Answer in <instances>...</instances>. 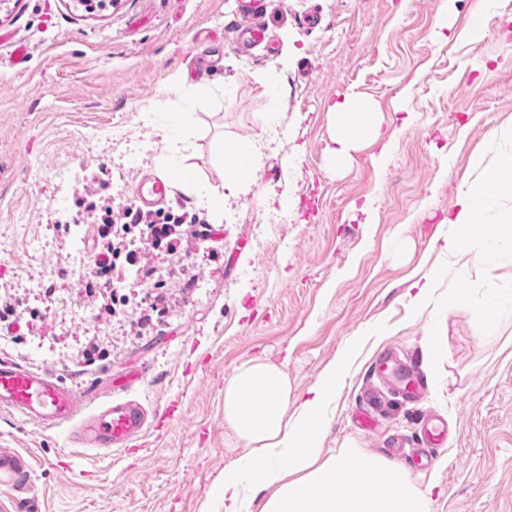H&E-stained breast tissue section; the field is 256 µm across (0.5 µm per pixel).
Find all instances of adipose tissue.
<instances>
[{
  "label": "adipose tissue",
  "mask_w": 512,
  "mask_h": 512,
  "mask_svg": "<svg viewBox=\"0 0 512 512\" xmlns=\"http://www.w3.org/2000/svg\"><path fill=\"white\" fill-rule=\"evenodd\" d=\"M357 105L345 98L331 108L334 146L328 164L349 165L362 139L389 148L392 136L375 120L352 129ZM213 153L231 162L224 181L201 187L202 199L223 204L226 194L240 191L260 165L255 143L214 140ZM478 175L467 181L448 213L451 231L438 246L459 276L472 263L512 249V224L495 237L475 242L471 225L481 223L493 195L512 196V148L493 159L477 155ZM345 363L331 366L305 395L292 397L281 367L257 359L240 367L224 386V421L250 451L224 472V512H431L430 491L418 488L405 467L386 457L347 451L324 456L320 437L326 427L325 407L335 397ZM299 415L288 418L289 401Z\"/></svg>",
  "instance_id": "ef3b65f1"
}]
</instances>
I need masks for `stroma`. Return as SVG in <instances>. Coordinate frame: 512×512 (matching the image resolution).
<instances>
[{"instance_id": "stroma-1", "label": "stroma", "mask_w": 512, "mask_h": 512, "mask_svg": "<svg viewBox=\"0 0 512 512\" xmlns=\"http://www.w3.org/2000/svg\"><path fill=\"white\" fill-rule=\"evenodd\" d=\"M240 2L0 0V299L41 314L21 341L0 337V359L81 394L125 381L147 409L178 404L122 453L76 450L66 430L0 413V441L28 462L39 501L18 512H224V471L246 452L224 422L225 383L266 359L300 393L345 357L325 452L405 462L416 485L433 486L432 512H512V306L479 329L447 302L414 312L402 302L443 263L433 242L474 157L512 126V0L495 13L483 0H263L269 52L240 48ZM477 23L475 44L466 33ZM198 67L209 77L196 80ZM198 88L184 110L181 95ZM348 96L395 136L388 154L362 145L339 173L326 164L330 108ZM161 119L187 129L194 182L169 161ZM218 137L255 142L262 155L219 214L197 192L224 178ZM149 174L171 179L168 210L197 213L215 237L156 260L169 311L141 326L153 288L137 267L118 273L125 315L102 318L86 297L93 231L75 200L89 184L117 203L135 199ZM470 281L480 295L511 292L512 253ZM371 329L384 330L380 344L366 343ZM91 341L109 356L87 365ZM382 355L423 377L419 402L369 401L387 376ZM364 408L375 427L357 425ZM427 413L450 426L431 454Z\"/></svg>"}]
</instances>
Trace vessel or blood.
<instances>
[{
    "label": "vessel or blood",
    "mask_w": 512,
    "mask_h": 512,
    "mask_svg": "<svg viewBox=\"0 0 512 512\" xmlns=\"http://www.w3.org/2000/svg\"><path fill=\"white\" fill-rule=\"evenodd\" d=\"M250 23L241 26L238 42L246 48L261 45L266 31L257 12L258 0H247ZM171 193L168 179L153 177L150 195L141 197L143 207L166 202ZM0 410L39 426H64L72 446L110 450L128 447L149 422L147 409L114 392L111 400L83 416L81 398L72 388L46 373L31 371L9 360L0 361ZM26 476L23 458L8 447L0 448V481L22 483Z\"/></svg>",
    "instance_id": "obj_1"
}]
</instances>
